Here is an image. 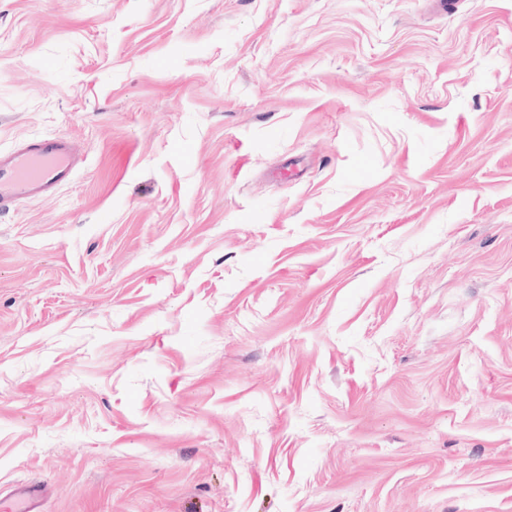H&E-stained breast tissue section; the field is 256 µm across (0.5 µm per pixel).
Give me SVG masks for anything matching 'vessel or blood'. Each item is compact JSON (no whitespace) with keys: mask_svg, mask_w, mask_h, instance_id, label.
Listing matches in <instances>:
<instances>
[{"mask_svg":"<svg viewBox=\"0 0 512 512\" xmlns=\"http://www.w3.org/2000/svg\"><path fill=\"white\" fill-rule=\"evenodd\" d=\"M85 153L61 135L25 137L0 151V212L21 199L41 198L68 184ZM45 486L31 484L0 494V512H42Z\"/></svg>","mask_w":512,"mask_h":512,"instance_id":"obj_1","label":"vessel or blood"}]
</instances>
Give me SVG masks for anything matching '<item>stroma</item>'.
I'll return each mask as SVG.
<instances>
[{
	"mask_svg": "<svg viewBox=\"0 0 512 512\" xmlns=\"http://www.w3.org/2000/svg\"><path fill=\"white\" fill-rule=\"evenodd\" d=\"M0 492L512 512V0H0ZM86 154L61 135L25 137L0 151V212L20 199L41 198L68 184Z\"/></svg>",
	"mask_w": 512,
	"mask_h": 512,
	"instance_id": "35a3bbf8",
	"label": "stroma"
}]
</instances>
